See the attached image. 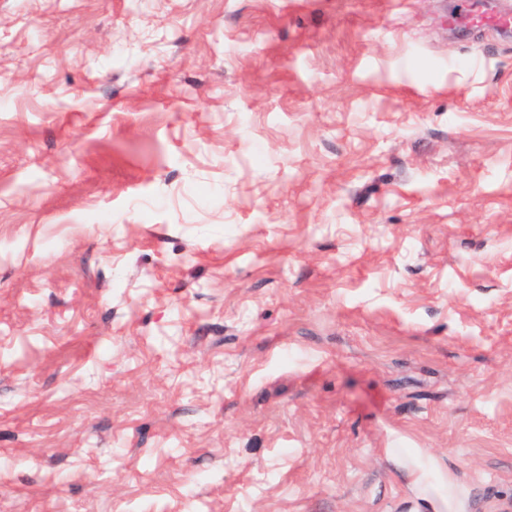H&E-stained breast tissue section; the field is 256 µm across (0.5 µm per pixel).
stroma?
<instances>
[{
    "label": "stroma",
    "mask_w": 512,
    "mask_h": 512,
    "mask_svg": "<svg viewBox=\"0 0 512 512\" xmlns=\"http://www.w3.org/2000/svg\"><path fill=\"white\" fill-rule=\"evenodd\" d=\"M512 0H0V512H512ZM398 469L406 472L408 486H410L419 499L424 502V510L441 512L443 507L461 509L463 490L454 478L452 472L444 467L439 461L432 458L418 457L416 460H407L402 456L394 454ZM433 472L441 483L448 485V502L444 499H437L428 493L425 474Z\"/></svg>",
    "instance_id": "1"
}]
</instances>
